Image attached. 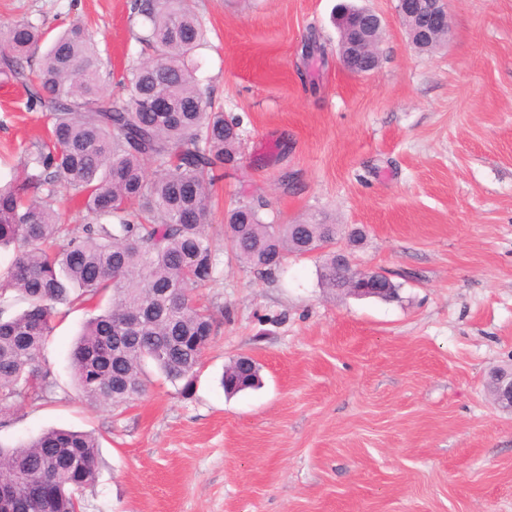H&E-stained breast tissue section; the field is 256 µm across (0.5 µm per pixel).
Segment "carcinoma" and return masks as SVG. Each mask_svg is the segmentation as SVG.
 <instances>
[{"instance_id": "obj_1", "label": "carcinoma", "mask_w": 512, "mask_h": 512, "mask_svg": "<svg viewBox=\"0 0 512 512\" xmlns=\"http://www.w3.org/2000/svg\"><path fill=\"white\" fill-rule=\"evenodd\" d=\"M146 32L139 42L153 57L122 76L126 96L104 92L101 51L87 28L71 23L50 45L38 69L27 68L44 37L22 20L0 37V77L20 85L29 106L47 113V140L22 162L23 176L0 186V248L13 259L0 271V307L19 298L26 307L0 316V408L41 397L54 386L43 362L56 318L92 306L71 366L83 399L118 409L147 388V369L192 392L195 371L214 332L193 291L210 281L217 259L207 232L216 171L234 163L242 145L240 120L213 108L194 76V56L205 30L191 0H135ZM166 93L170 112H147L153 91ZM152 171H147V168ZM81 198L89 221L75 236L52 202L59 188ZM263 198L227 209L226 240L236 258L263 275L308 243L336 244L339 227L271 224ZM327 288H345L335 252L319 267ZM259 381V369L239 357L224 372V392ZM75 457L81 468L73 471ZM96 438L51 428L27 442L0 443L1 479L20 470L56 495L15 512H76L78 492L98 473Z\"/></svg>"}]
</instances>
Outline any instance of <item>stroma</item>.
<instances>
[{"label":"stroma","instance_id":"35a3bbf8","mask_svg":"<svg viewBox=\"0 0 512 512\" xmlns=\"http://www.w3.org/2000/svg\"><path fill=\"white\" fill-rule=\"evenodd\" d=\"M379 64L343 68L337 0H193L207 30L195 77L240 118L236 166L214 186L218 266L197 300L215 319L192 394L154 379L120 409L73 385L89 309L55 322L44 399L0 410V441L49 428L92 433L95 483L81 512H512V411L489 382L512 368V0H450L451 36L414 47L397 0ZM56 35L82 21L104 51L106 90L140 58L132 0H0ZM324 58H305L308 35ZM22 89L0 84V180L47 134ZM263 197L276 223L360 228L357 262L400 283L391 301L323 288L322 253L263 276L233 258L223 211ZM252 357L261 384L225 395ZM249 360L250 363L254 364V360L252 358L244 357ZM244 358L239 357L233 363H231L224 372L223 377V386H224V392L226 394H236L240 391H243L248 388H253L256 386L257 382L259 381V368L257 365L254 366V371L252 372V366L251 364L247 367L246 361ZM249 374L247 377V383L245 384V387L243 388H236L235 383L237 380H240L243 375Z\"/></svg>","mask_w":512,"mask_h":512}]
</instances>
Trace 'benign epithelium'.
Listing matches in <instances>:
<instances>
[{
  "label": "benign epithelium",
  "instance_id": "7a95c632",
  "mask_svg": "<svg viewBox=\"0 0 512 512\" xmlns=\"http://www.w3.org/2000/svg\"><path fill=\"white\" fill-rule=\"evenodd\" d=\"M397 12L402 20L413 18L418 27L409 32L412 44L420 46L430 33L447 28L446 0H398ZM336 23L341 34L339 55L347 60L360 52L367 53L364 72L377 66V49L384 30V20L377 13L363 8L352 13L341 5L337 8ZM372 279L360 274L351 282L350 293L356 297L375 296ZM495 402L503 409L512 410V371L499 373L498 393ZM28 494L22 475L0 487V512H11Z\"/></svg>",
  "mask_w": 512,
  "mask_h": 512
}]
</instances>
